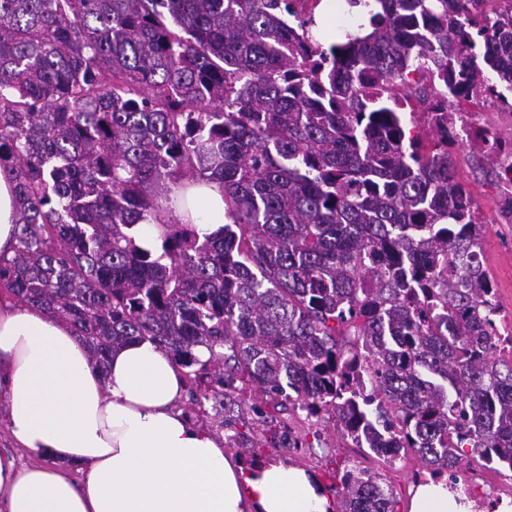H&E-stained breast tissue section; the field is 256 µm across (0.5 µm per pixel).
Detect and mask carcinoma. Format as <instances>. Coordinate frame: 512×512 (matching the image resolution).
Returning a JSON list of instances; mask_svg holds the SVG:
<instances>
[{"mask_svg":"<svg viewBox=\"0 0 512 512\" xmlns=\"http://www.w3.org/2000/svg\"><path fill=\"white\" fill-rule=\"evenodd\" d=\"M307 2L0 0L20 209L0 288L68 322L101 372L148 340L213 406L250 393L243 447H305L269 412L300 409L452 492L475 462L507 477L512 340L448 143L454 104L512 110V11L350 0L368 22L325 49ZM204 179L226 223L201 240L161 211ZM329 489L340 512H395L367 468Z\"/></svg>","mask_w":512,"mask_h":512,"instance_id":"obj_1","label":"carcinoma"}]
</instances>
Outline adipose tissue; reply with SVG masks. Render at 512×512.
Here are the masks:
<instances>
[{"label":"adipose tissue","instance_id":"ef3b65f1","mask_svg":"<svg viewBox=\"0 0 512 512\" xmlns=\"http://www.w3.org/2000/svg\"><path fill=\"white\" fill-rule=\"evenodd\" d=\"M171 206L198 237L224 224L219 183L178 189ZM18 222L14 185L0 172L1 255L13 254ZM183 386L153 343L116 349L102 372L65 321L0 294V397L13 441L0 449V512H333L306 469L282 461L245 468L175 412ZM410 494L408 512H474L443 480Z\"/></svg>","mask_w":512,"mask_h":512}]
</instances>
